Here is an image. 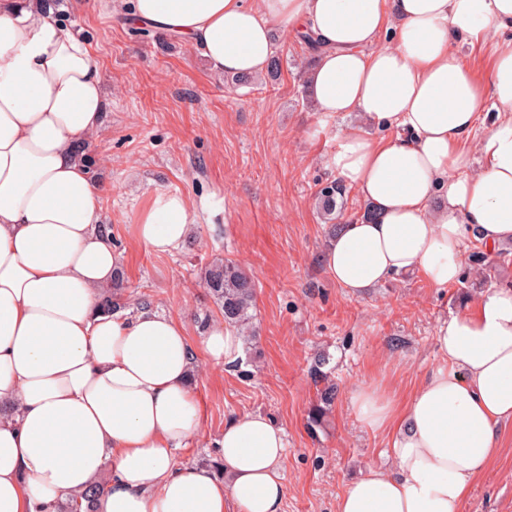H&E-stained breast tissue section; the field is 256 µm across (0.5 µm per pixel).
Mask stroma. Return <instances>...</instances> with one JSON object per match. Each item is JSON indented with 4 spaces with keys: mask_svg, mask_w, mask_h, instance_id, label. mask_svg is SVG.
<instances>
[{
    "mask_svg": "<svg viewBox=\"0 0 512 512\" xmlns=\"http://www.w3.org/2000/svg\"><path fill=\"white\" fill-rule=\"evenodd\" d=\"M56 11L91 46L106 91L107 119L92 148L94 175L107 186L102 222L122 254L113 294L123 310L145 301L182 322L194 347L202 421L178 461L214 465L225 421L261 413L286 433L282 512H336L352 476L390 464V435L358 421L354 390L381 384L397 402L408 400L437 364L439 323L512 284V244L489 254L480 276L471 259L480 245L467 239L461 277L445 288L410 274L347 295L324 265L331 222L317 193L336 178L328 158L348 127L382 131L361 115L322 116L308 86L316 52L277 32L279 79L237 85L181 36L129 23L114 0H61ZM156 192L186 197L196 213L185 242L165 254L136 236ZM227 259L256 284L255 334L229 366L201 345L222 319L204 272ZM328 384L335 400L311 423ZM498 442L463 512H512V421L499 426Z\"/></svg>",
    "mask_w": 512,
    "mask_h": 512,
    "instance_id": "1",
    "label": "stroma"
}]
</instances>
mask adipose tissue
<instances>
[{
	"label": "adipose tissue",
	"instance_id": "1",
	"mask_svg": "<svg viewBox=\"0 0 512 512\" xmlns=\"http://www.w3.org/2000/svg\"><path fill=\"white\" fill-rule=\"evenodd\" d=\"M139 24L182 35L218 73L258 76L282 27L311 32L320 112L364 113L329 164L371 207L325 263L349 295L405 274L457 282L463 243L512 242V0H128ZM395 27L394 44L378 39ZM489 45L480 76L458 42ZM104 123L86 41L44 0H0V512H59L96 481L91 512H282L285 433L259 413L224 425L221 472L175 460L200 426L183 325L102 301L121 254L79 145ZM489 126L476 151L466 147ZM480 166H473V157ZM179 194H155L136 236L167 253L191 232ZM439 362L405 406L359 385L367 427L392 431L391 465L347 483L336 512H463L512 419V289L443 321Z\"/></svg>",
	"mask_w": 512,
	"mask_h": 512
}]
</instances>
